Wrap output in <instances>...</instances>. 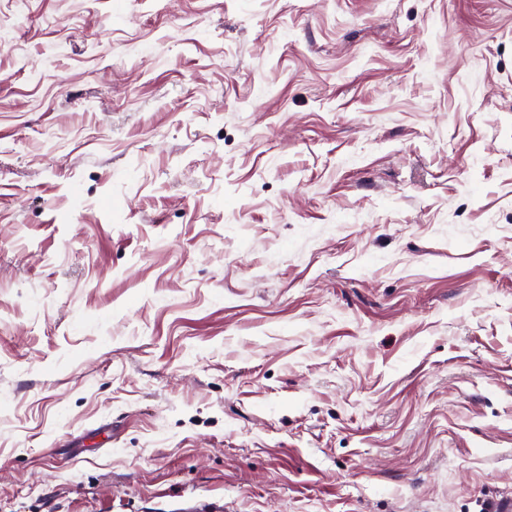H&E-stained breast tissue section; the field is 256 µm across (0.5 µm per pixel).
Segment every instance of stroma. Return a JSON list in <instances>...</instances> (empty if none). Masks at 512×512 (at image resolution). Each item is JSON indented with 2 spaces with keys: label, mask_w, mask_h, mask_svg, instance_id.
Listing matches in <instances>:
<instances>
[{
  "label": "stroma",
  "mask_w": 512,
  "mask_h": 512,
  "mask_svg": "<svg viewBox=\"0 0 512 512\" xmlns=\"http://www.w3.org/2000/svg\"><path fill=\"white\" fill-rule=\"evenodd\" d=\"M512 0H0V512H501Z\"/></svg>",
  "instance_id": "1"
}]
</instances>
